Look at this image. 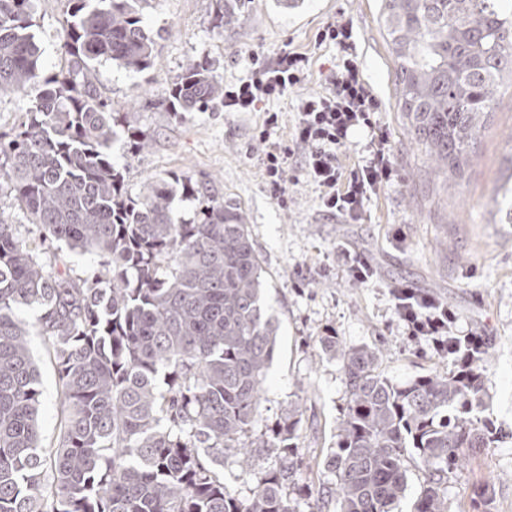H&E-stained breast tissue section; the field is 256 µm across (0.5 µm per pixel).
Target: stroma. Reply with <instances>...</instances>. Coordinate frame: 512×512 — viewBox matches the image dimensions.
<instances>
[{"label": "stroma", "mask_w": 512, "mask_h": 512, "mask_svg": "<svg viewBox=\"0 0 512 512\" xmlns=\"http://www.w3.org/2000/svg\"><path fill=\"white\" fill-rule=\"evenodd\" d=\"M212 9L213 0H150L146 21L160 34L152 67L133 73L103 61L95 76L102 96L118 111L136 112L148 136L142 149L130 147L124 138L114 146L128 193L138 194L153 178L176 172L211 180L245 210L251 241L268 271L267 310L279 325L253 435L271 432L291 404L300 405V448L306 461L298 473L306 492L300 512L313 505L336 512L328 495L333 478L313 461L336 442L344 383L339 361L323 355L318 340L330 329L344 345L379 347L386 375L397 382L444 366L433 344L407 335L394 309L389 286L403 282L447 303L459 318V329L490 337L495 352L482 416L496 428L498 440L466 461L449 483L450 512H471L461 491L475 485L486 486L491 512H512V224L502 223L497 194L512 181V72L499 77L493 110L472 160L461 171L443 173L434 169L398 109L396 64L378 0H299L288 9L273 0H254L248 18L222 36L210 28ZM340 14L354 22L357 61L381 101L376 119L390 133L399 173L396 182L372 198L359 224L320 212L316 188L295 164L288 172L293 179L288 205L271 198L255 139L263 107L190 112L177 120L161 106L191 63L207 62L214 78L229 84L250 74L251 55L270 60L280 51L295 50L309 57L310 66L302 83L275 104L282 114L279 137L288 139L297 98L322 88L321 73L336 56L334 45L321 42L320 32ZM67 19V0H37L33 32L43 74L69 66L62 49ZM345 249L368 260L372 282L350 281L341 255ZM31 343L41 371L40 427L49 442L59 431L60 389L40 337ZM270 462L263 456L246 468L226 456L224 482L240 498L250 497Z\"/></svg>", "instance_id": "35a3bbf8"}]
</instances>
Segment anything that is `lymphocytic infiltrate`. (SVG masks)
I'll return each instance as SVG.
<instances>
[{"label": "lymphocytic infiltrate", "mask_w": 512, "mask_h": 512, "mask_svg": "<svg viewBox=\"0 0 512 512\" xmlns=\"http://www.w3.org/2000/svg\"><path fill=\"white\" fill-rule=\"evenodd\" d=\"M321 39L336 45L341 58L325 76L322 91L298 99L289 142L277 138L280 114L271 105L301 82L308 66L305 54L285 50L267 63L253 60L248 78L225 87L224 109L248 112L257 103H267L257 139L262 147L266 184L280 205L288 203L287 172L290 160L296 157L303 176L318 190L321 211L345 223H357L363 220L372 197L396 180L397 165L388 132L375 120L379 100L353 55L352 23L344 18L328 22ZM361 129L368 132L367 155L361 164L342 170L338 154ZM390 294L408 336L430 337L440 351L446 349L449 341L464 340L454 312L445 303L418 295L403 283L392 285Z\"/></svg>", "instance_id": "lymphocytic-infiltrate-1"}]
</instances>
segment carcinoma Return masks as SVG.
Returning <instances> with one entry per match:
<instances>
[{"instance_id": "obj_1", "label": "carcinoma", "mask_w": 512, "mask_h": 512, "mask_svg": "<svg viewBox=\"0 0 512 512\" xmlns=\"http://www.w3.org/2000/svg\"><path fill=\"white\" fill-rule=\"evenodd\" d=\"M210 28L244 21L253 0H215ZM396 63V95L411 132L438 170L470 160L512 70V0H380ZM67 70L44 76L31 33L35 0H0V94L38 88L26 120L0 135V179L40 229L0 220V512H298L301 412L288 408L273 438L246 441L276 326L265 309V268L241 203L206 182L168 173L131 196L112 162L120 135L145 137L92 78L110 61L141 73L156 36L148 0H68ZM174 118L217 112L224 85L189 65L161 103ZM192 201L187 219L176 196ZM53 240L89 253L81 275L42 251ZM24 308L37 311L26 321ZM60 387V427L39 428L41 378L31 331ZM320 348L341 363L345 408L336 447L320 465L336 480V512H393L408 465L423 473L410 512H449L448 482L497 441L481 417L483 345L471 375L457 368L397 383L378 350ZM274 458L242 500L224 484V457L246 467Z\"/></svg>"}]
</instances>
